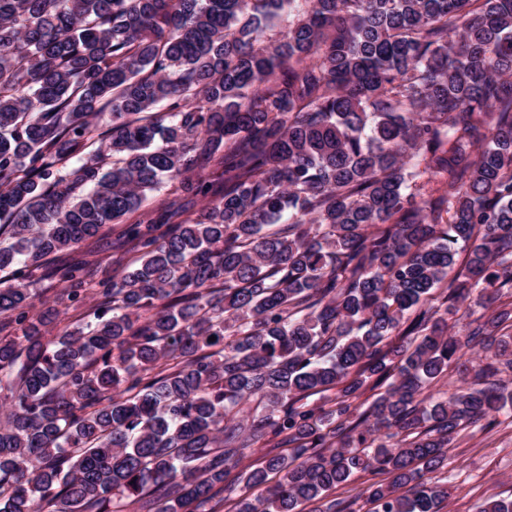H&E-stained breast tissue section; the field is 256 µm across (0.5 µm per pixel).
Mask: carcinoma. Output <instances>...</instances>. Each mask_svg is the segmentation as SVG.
<instances>
[{"label": "carcinoma", "instance_id": "cac0c4a2", "mask_svg": "<svg viewBox=\"0 0 512 512\" xmlns=\"http://www.w3.org/2000/svg\"><path fill=\"white\" fill-rule=\"evenodd\" d=\"M0 220V512H441L512 410V0H0ZM104 248V251L99 253L98 256L88 258L90 260L96 259V261L90 264L86 269V288H89V296L92 295L91 293L94 292L95 288H98L96 285L99 280L108 275H112V268H114L112 265V249H108L105 245ZM33 279V285L30 288L34 289L36 297L35 302L37 306H39V301H46L50 303L56 301L59 303L58 308L62 312V322L60 327H64L66 325L72 326L84 318L85 313L91 304L89 298L82 303H71L66 299L64 292L65 284L59 281L58 277H43L42 271H37Z\"/></svg>", "mask_w": 512, "mask_h": 512}]
</instances>
